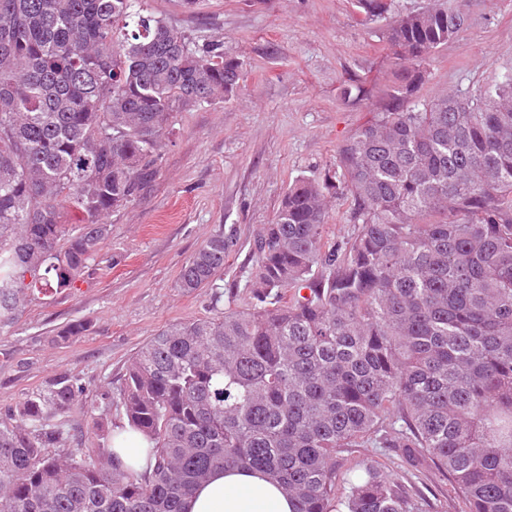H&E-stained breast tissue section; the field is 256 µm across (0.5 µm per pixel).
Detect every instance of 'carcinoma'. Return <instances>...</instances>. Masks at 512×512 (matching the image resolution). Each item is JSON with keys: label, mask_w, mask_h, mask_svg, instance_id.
Masks as SVG:
<instances>
[{"label": "carcinoma", "mask_w": 512, "mask_h": 512, "mask_svg": "<svg viewBox=\"0 0 512 512\" xmlns=\"http://www.w3.org/2000/svg\"><path fill=\"white\" fill-rule=\"evenodd\" d=\"M138 0H0V323L37 289L74 287L107 240L104 217L159 174L172 113L225 101L244 81L220 40L171 37ZM367 16L386 0H357ZM463 9L400 16L384 111L337 149L323 181L296 180L254 240L244 311L170 324L119 387L86 409L62 375L0 413V512H181L218 468L257 469L293 512H418L355 448H402L448 477L464 512H512V69L478 94L422 99L431 53ZM329 195L355 237L327 241ZM76 212L79 224L64 216ZM228 239L183 264L213 286ZM141 434L138 472L105 425ZM86 409L101 444L75 448Z\"/></svg>", "instance_id": "obj_1"}]
</instances>
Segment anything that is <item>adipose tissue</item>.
Returning <instances> with one entry per match:
<instances>
[{
    "instance_id": "1",
    "label": "adipose tissue",
    "mask_w": 512,
    "mask_h": 512,
    "mask_svg": "<svg viewBox=\"0 0 512 512\" xmlns=\"http://www.w3.org/2000/svg\"><path fill=\"white\" fill-rule=\"evenodd\" d=\"M184 512H293V505L258 470H218L184 501Z\"/></svg>"
}]
</instances>
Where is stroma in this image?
I'll return each mask as SVG.
<instances>
[{"label": "stroma", "instance_id": "stroma-1", "mask_svg": "<svg viewBox=\"0 0 512 512\" xmlns=\"http://www.w3.org/2000/svg\"><path fill=\"white\" fill-rule=\"evenodd\" d=\"M149 11L191 37L218 38L243 62L237 96L174 115L161 149L160 174L135 203L110 213L108 240L74 288L34 295L0 325V411L62 375L89 391L120 385L138 348L158 330L211 316V290L182 291L183 263L206 240L224 233L230 246L216 281L221 309L244 310L251 248L297 178H322L337 148L385 102L398 70L386 41L393 16L458 0H389L372 19L354 0H145ZM465 31L432 54L422 97L478 92L493 72L512 68V0H468ZM357 81L365 96L344 98ZM87 328L67 342L71 322ZM386 464L412 485L422 512H455L448 482L435 469L412 466L399 452Z\"/></svg>", "mask_w": 512, "mask_h": 512}]
</instances>
